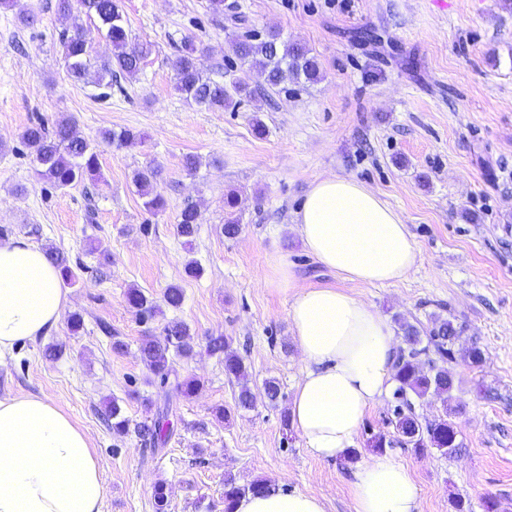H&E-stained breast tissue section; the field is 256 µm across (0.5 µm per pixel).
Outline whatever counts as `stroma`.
Masks as SVG:
<instances>
[{
	"label": "stroma",
	"mask_w": 512,
	"mask_h": 512,
	"mask_svg": "<svg viewBox=\"0 0 512 512\" xmlns=\"http://www.w3.org/2000/svg\"><path fill=\"white\" fill-rule=\"evenodd\" d=\"M124 9L133 42L153 51L104 98L95 80L67 76L59 36L69 23L56 0L0 8V226L84 268L57 327L0 361V400L49 399L88 434L105 486L101 512H156L160 483L166 512H224L228 473L317 496L326 512H355L349 484L372 454L369 438L392 433L393 396L364 417L352 461L313 458L299 430L281 421L303 368L288 320L294 290L335 286L390 321L425 327L441 315L465 325L448 364L458 383L452 402L463 408L454 418L461 451L390 453L410 469L420 512H456L458 500L485 512L490 499L496 512H512V0H448L444 10L433 0H224L220 15L209 0H124ZM24 13L34 24L21 22ZM270 28L311 48L319 82L276 92L251 73L256 93L232 112L200 109L176 91L172 61L183 39L196 42L204 71L220 80L235 61L232 40ZM366 28L377 42L358 41ZM66 115L91 141L121 128L142 138L99 144L96 181L56 189L38 179L20 136L35 120ZM188 155L200 159L192 174ZM149 164L162 169L166 201L155 215L133 184ZM331 175L363 183L400 213L417 254L407 279L351 282L306 253L294 214L311 182ZM231 192L242 231L228 239L221 227ZM190 203L201 220L188 248L176 224ZM283 253L295 266L292 289L275 284ZM192 258L200 277L185 273ZM172 285L184 292L182 306L140 322L128 289L159 300ZM76 313L83 327L74 333ZM171 321L193 337V356L172 363L178 377L201 382L189 399L168 396L140 357L145 336ZM212 336L243 357L259 394L254 408H236L239 384L208 354ZM474 344L484 353L477 367L463 355ZM269 378L281 387L274 406L260 395ZM114 400L134 423L170 404L167 443L151 449L108 429L100 415ZM224 408L231 420L216 417Z\"/></svg>",
	"instance_id": "obj_1"
}]
</instances>
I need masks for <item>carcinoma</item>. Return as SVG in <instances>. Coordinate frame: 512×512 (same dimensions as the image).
Listing matches in <instances>:
<instances>
[{"label": "carcinoma", "instance_id": "cac0c4a2", "mask_svg": "<svg viewBox=\"0 0 512 512\" xmlns=\"http://www.w3.org/2000/svg\"><path fill=\"white\" fill-rule=\"evenodd\" d=\"M79 10H74L72 0H56L60 15L70 20V27L60 35L62 55L69 77L80 82L91 71H96L97 84L112 88V81L124 74L133 75L151 52L148 44H133L129 37L127 20L122 0H77ZM98 21L97 30L112 46L111 55L99 61L93 56L92 42L87 37L84 19ZM231 50L241 65L256 70L268 88L282 90L290 82L302 80L314 83L320 79L318 59L310 49L299 42L285 39L281 32L269 30L243 35L232 43ZM177 91L190 103L208 111H224L236 108L243 99L252 96L247 70L229 69L225 80L211 79L201 67L198 49L191 39L184 40L172 62ZM136 134L129 129H106L100 139L107 145L124 146L135 140ZM22 144L30 151L38 168V177L54 188L65 189L78 184L86 177L96 175L99 155L90 143L76 130V121L71 116H62L53 126L37 120L25 127L21 134ZM161 171L147 165L134 174V184L139 195L145 198L143 205L155 213L165 206V200L157 192ZM227 218L223 225L224 236L231 239L241 231L235 216L237 199L230 193L226 197ZM200 213L196 206H185L176 226L177 234L184 243L192 245L198 231ZM46 254L59 270L64 284L71 286L78 279L80 266L71 264L68 257L54 248ZM127 302L142 318H151L157 310L156 302L136 288L128 290ZM402 332L403 346L396 351L394 372L397 386L394 391L397 404L393 409L395 435L378 433L370 440V448L382 453L395 444L406 446L421 455L430 448L444 453L458 451L457 431L448 415L433 419H420L414 401L429 396L448 400L457 387L454 376L448 371V361L454 358V347L463 335V325L448 318L437 316L428 327L418 328L408 322L398 321ZM212 355L224 356V373L238 381L247 376L243 359L231 350L230 342L222 336H212L207 343ZM141 359L148 370L169 383L172 374V355L189 358L194 354L191 334L187 325L172 321L164 326L159 336L146 337L140 346ZM199 389L196 378L176 379L171 391L183 398L192 397ZM172 408L166 403L157 407L156 413L147 421L130 425L117 401L108 406V419L112 420V431L118 435L134 432L142 445L156 448L167 443L172 432L170 416ZM270 485L255 479L240 485L232 474L224 476V512H232L233 504L247 494L268 491Z\"/></svg>", "mask_w": 512, "mask_h": 512}]
</instances>
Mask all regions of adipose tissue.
<instances>
[{
	"label": "adipose tissue",
	"instance_id": "1",
	"mask_svg": "<svg viewBox=\"0 0 512 512\" xmlns=\"http://www.w3.org/2000/svg\"><path fill=\"white\" fill-rule=\"evenodd\" d=\"M294 229L317 262L353 282H398L416 264L399 213L352 178L314 180ZM278 271V286L294 288L287 255ZM66 304L44 250L21 239L0 243V357L48 335ZM288 317L303 361L291 421L311 454L331 461L348 453L365 415L395 386L394 332L370 305L336 287L295 290ZM350 494L355 512H419L409 468L388 454L355 471ZM103 496L90 439L68 416L43 398L0 400V512H101ZM233 512H325V504L277 488L240 498Z\"/></svg>",
	"mask_w": 512,
	"mask_h": 512
}]
</instances>
